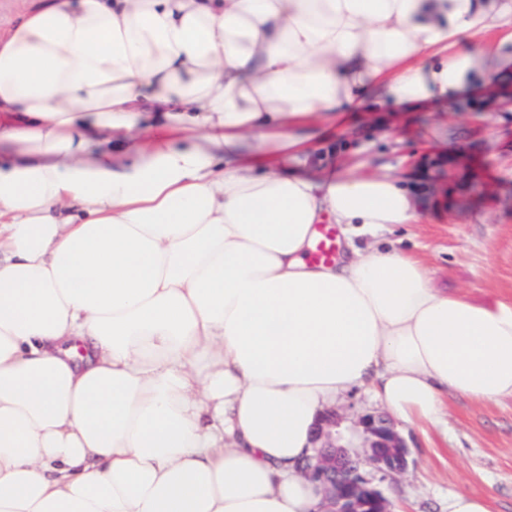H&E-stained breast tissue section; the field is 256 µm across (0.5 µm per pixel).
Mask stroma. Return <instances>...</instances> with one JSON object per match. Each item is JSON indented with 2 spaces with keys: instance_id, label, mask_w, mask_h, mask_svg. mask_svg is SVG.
<instances>
[{
  "instance_id": "35a3bbf8",
  "label": "stroma",
  "mask_w": 512,
  "mask_h": 512,
  "mask_svg": "<svg viewBox=\"0 0 512 512\" xmlns=\"http://www.w3.org/2000/svg\"><path fill=\"white\" fill-rule=\"evenodd\" d=\"M322 165L402 177L426 201L415 224L390 239L422 258L434 287L482 304L512 302V77L453 108L415 106L357 113L322 127ZM410 451L405 473L379 484L403 512H448L455 493L512 512V398L449 397L443 423H396Z\"/></svg>"
}]
</instances>
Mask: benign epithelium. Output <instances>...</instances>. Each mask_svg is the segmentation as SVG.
Instances as JSON below:
<instances>
[{
	"label": "benign epithelium",
	"instance_id": "7a95c632",
	"mask_svg": "<svg viewBox=\"0 0 512 512\" xmlns=\"http://www.w3.org/2000/svg\"><path fill=\"white\" fill-rule=\"evenodd\" d=\"M326 429L319 433L323 442L313 460L302 469L303 475L317 483L325 495V512H363V492L371 490L378 503V512H390L389 501L373 485L371 473L394 476L408 467V447L389 419L367 414L359 419L365 435L363 453L352 454L336 445L332 430L336 414L326 420Z\"/></svg>",
	"mask_w": 512,
	"mask_h": 512
}]
</instances>
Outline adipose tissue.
Masks as SVG:
<instances>
[{
    "label": "adipose tissue",
    "mask_w": 512,
    "mask_h": 512,
    "mask_svg": "<svg viewBox=\"0 0 512 512\" xmlns=\"http://www.w3.org/2000/svg\"><path fill=\"white\" fill-rule=\"evenodd\" d=\"M509 67L512 0H36L0 35V512H323L351 390L512 397V303L383 248L420 197L294 132ZM337 240L336 233L332 228H326L325 225H321L319 227L318 239L310 255L311 260L317 263L332 262L336 257Z\"/></svg>",
    "instance_id": "obj_1"
}]
</instances>
